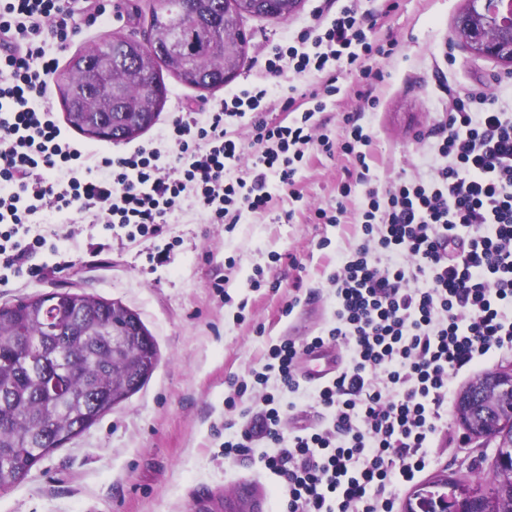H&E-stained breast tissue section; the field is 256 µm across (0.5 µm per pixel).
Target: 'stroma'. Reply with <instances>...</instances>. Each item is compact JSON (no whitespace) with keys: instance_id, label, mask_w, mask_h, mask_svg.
Returning <instances> with one entry per match:
<instances>
[{"instance_id":"obj_1","label":"stroma","mask_w":512,"mask_h":512,"mask_svg":"<svg viewBox=\"0 0 512 512\" xmlns=\"http://www.w3.org/2000/svg\"><path fill=\"white\" fill-rule=\"evenodd\" d=\"M149 0H124L122 19L110 14L82 28L65 48L46 51L66 69L77 53L115 34H139L145 26L136 10ZM466 0H361L370 36L395 41L391 57L368 64L382 73L372 87L379 103L360 110L358 72H344L340 94L315 116L334 142L346 134V119L370 134L373 179L386 185L398 177L426 172L429 142L449 93L480 88L512 106V69L498 60L473 56L454 38ZM336 0H302L285 18L245 17L241 28L247 55L236 78L206 92L164 72L167 101L156 123L138 138L109 143L67 135L92 153L119 155L155 144L186 110L207 115L225 95L264 78L271 47L284 43L315 17H335ZM349 156L312 153L294 188L267 178L272 200L265 211H242L238 223L213 224L193 201L168 218L163 238L128 240L122 230H105L77 211L45 207L29 225L47 243L29 264L47 268L38 279H16L0 269V305L25 296L68 289L117 300L136 312L159 350L151 378L114 406L98 423L39 460L18 483L0 490V512H224L225 496L248 492L278 495L280 479L263 457L259 442L241 456L224 457V424L237 419L228 409L229 377L261 368L271 344L283 338L303 343L334 319L336 300L328 281L340 259L361 241L357 222L363 186H355L340 223L316 222L315 209L332 210ZM167 251L157 263L158 251ZM69 271L57 274L60 262ZM223 292H216L215 282ZM448 430L464 444L448 448L422 472L474 478L489 473L494 443L467 437L456 411Z\"/></svg>"}]
</instances>
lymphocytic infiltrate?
<instances>
[{"label":"lymphocytic infiltrate","mask_w":512,"mask_h":512,"mask_svg":"<svg viewBox=\"0 0 512 512\" xmlns=\"http://www.w3.org/2000/svg\"><path fill=\"white\" fill-rule=\"evenodd\" d=\"M80 15L66 0H0V266L20 278L44 276L24 258L46 239L23 231L47 205L126 228L131 240L159 237L185 198L211 223L234 224L240 210L267 208V176L290 188L312 152L350 156L335 214L320 209L316 217L340 223L353 186L368 185L362 240L329 276L334 323L307 344H341L347 360L308 388L294 373L303 347L270 346L250 380L228 381L226 405L249 393L257 414L226 434L224 455L245 452L258 437L276 445L264 463L282 480V512H394L401 489L448 444L450 380L512 351V109L481 90L455 93L432 133L429 176L371 188L365 129L350 124L337 145L314 121L348 66H358L364 83L358 98L371 109L378 103L370 90L377 74L363 62L386 49L348 0L330 23L275 46L268 81L217 102L206 121L179 116L161 146L95 161L62 137L48 102L56 61L42 36L67 43ZM279 91L293 118L271 125L264 114ZM247 115L261 146L252 155L232 132ZM246 156L250 166L239 171ZM50 171L59 179L48 181ZM301 400L322 409L326 427L283 433Z\"/></svg>","instance_id":"lymphocytic-infiltrate-1"}]
</instances>
